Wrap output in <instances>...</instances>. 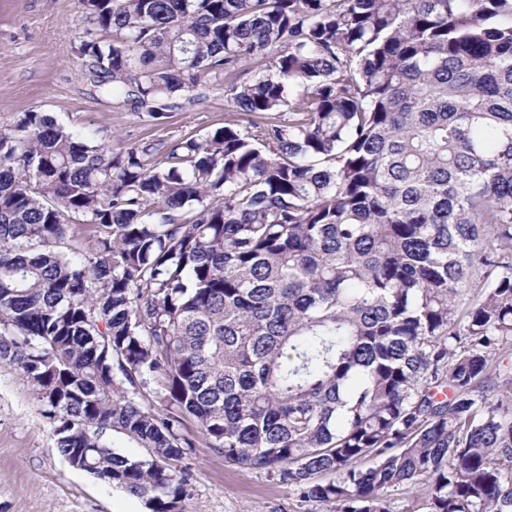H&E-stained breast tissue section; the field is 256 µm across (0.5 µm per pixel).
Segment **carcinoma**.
I'll return each mask as SVG.
<instances>
[{"label":"carcinoma","mask_w":512,"mask_h":512,"mask_svg":"<svg viewBox=\"0 0 512 512\" xmlns=\"http://www.w3.org/2000/svg\"><path fill=\"white\" fill-rule=\"evenodd\" d=\"M76 2L94 88L227 112L119 152L0 127V362L58 452L179 512L192 418L308 512H512V0Z\"/></svg>","instance_id":"obj_1"}]
</instances>
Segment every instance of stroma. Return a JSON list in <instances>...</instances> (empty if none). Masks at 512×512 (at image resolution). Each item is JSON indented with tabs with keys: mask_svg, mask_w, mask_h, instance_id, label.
I'll list each match as a JSON object with an SVG mask.
<instances>
[{
	"mask_svg": "<svg viewBox=\"0 0 512 512\" xmlns=\"http://www.w3.org/2000/svg\"><path fill=\"white\" fill-rule=\"evenodd\" d=\"M84 29L75 0H0V125L33 109L117 151L223 126L220 81L210 85L206 102L171 113L159 126L118 108L79 72ZM54 430L27 380L0 363V512H149L142 499L71 467L55 448ZM184 433L195 446L175 463L190 472L182 512H308V503L264 471L225 462L195 424Z\"/></svg>",
	"mask_w": 512,
	"mask_h": 512,
	"instance_id": "obj_1",
	"label": "stroma"
}]
</instances>
